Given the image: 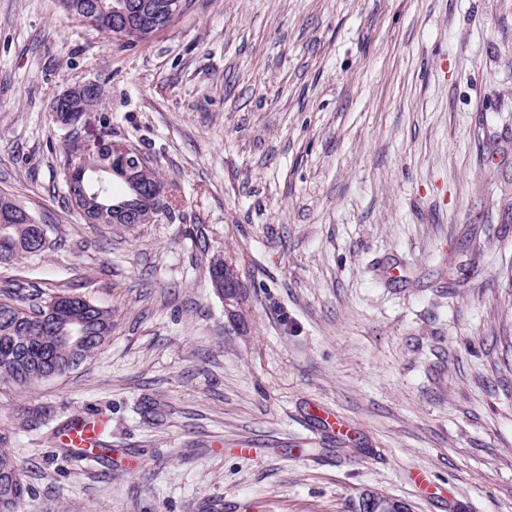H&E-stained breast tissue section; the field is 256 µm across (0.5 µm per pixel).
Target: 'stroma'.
Masks as SVG:
<instances>
[{"label":"stroma","mask_w":512,"mask_h":512,"mask_svg":"<svg viewBox=\"0 0 512 512\" xmlns=\"http://www.w3.org/2000/svg\"><path fill=\"white\" fill-rule=\"evenodd\" d=\"M89 82L102 104L55 123ZM105 134L172 184L154 223L68 204L64 149ZM1 192L53 246L0 265V291L112 311L92 361L0 384L23 512H354L366 489L512 512V0H188L131 46L61 0H0ZM145 397L173 407L165 427ZM87 412L117 455L62 460L56 429ZM83 85L76 86L68 89L58 98V104L60 105L58 112H73L69 116L70 125H76L86 109L94 107L103 95L102 87L98 84H91L86 92L84 105L86 109L81 105V99L83 97ZM216 263L221 264L222 269H224V275L227 279L232 278L235 281H241L245 287V284L239 275L236 265L233 264V261L231 259L227 260L226 258L222 259V258L216 257L213 259V261H211V264L209 265L208 275H209V279L211 280V282H210L212 284L211 286H213L212 288L215 289V292L217 295L220 296V294L216 290V288L213 284V280H212L213 270H214ZM234 280L228 281V280L224 279V282H223L221 280L220 275H216L214 278V282H215L217 288L223 287V289H224V292L222 294V299L224 300V308H225V311L227 312V314L232 317L239 312V305L241 304V295H240L241 288L238 287L237 283ZM244 292H245V294L242 299V304L240 306V313H238L237 317L230 318L234 322L235 325H240L241 323H244V311L245 310L243 309V305L245 303V298H246V293H247L246 287L244 288ZM172 413L169 404L156 399L147 398L140 404V414L142 418L155 427L166 425Z\"/></svg>","instance_id":"obj_1"}]
</instances>
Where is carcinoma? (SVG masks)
Segmentation results:
<instances>
[{
  "instance_id": "cac0c4a2",
  "label": "carcinoma",
  "mask_w": 512,
  "mask_h": 512,
  "mask_svg": "<svg viewBox=\"0 0 512 512\" xmlns=\"http://www.w3.org/2000/svg\"><path fill=\"white\" fill-rule=\"evenodd\" d=\"M159 3L167 28L182 12L183 0H136ZM134 160H144L139 178L126 176L124 168L110 162L95 173L104 190L89 188L86 197L71 188L70 172L79 163V147L64 152L66 198L84 212L87 223L149 224L160 213L170 211V202L160 205L146 201L144 189L164 181L153 160L129 145ZM52 246L50 228L36 222L31 213L12 198L0 194V264L37 258ZM112 333V310L73 294H58L48 301L38 295L16 294L0 298V383L27 387L46 379L50 372L63 376L84 364L100 351ZM142 418L155 427L166 425L171 406L147 398L140 404ZM0 436V512H22L34 491L24 479Z\"/></svg>"
}]
</instances>
